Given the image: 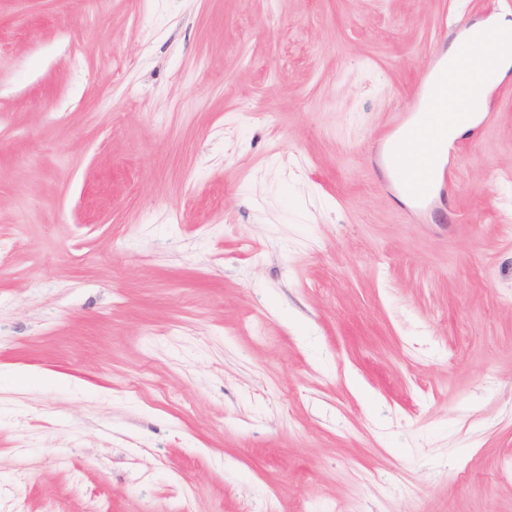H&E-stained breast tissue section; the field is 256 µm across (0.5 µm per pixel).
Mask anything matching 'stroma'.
I'll use <instances>...</instances> for the list:
<instances>
[{
    "label": "stroma",
    "instance_id": "obj_1",
    "mask_svg": "<svg viewBox=\"0 0 512 512\" xmlns=\"http://www.w3.org/2000/svg\"><path fill=\"white\" fill-rule=\"evenodd\" d=\"M503 12L0 0V512H512V73L371 154ZM483 33L494 34L499 39L512 40V19L510 20L506 14H495L471 25L461 37L460 44L463 48L448 49L447 57L445 56L448 65L442 55L439 59L431 61L428 72L421 78L422 86L415 96L413 112H402L396 124L380 135L381 150L378 162L381 166L400 173L397 189L404 193L412 204H424L433 196L440 194L451 172L448 164H444L448 154V138L450 145L472 127L488 91L500 83L512 67L511 57L501 58L487 68L477 70L466 95L448 93V88L455 93H462L466 89V67L461 66L449 81L447 74L441 76V72H447L448 67L453 66L462 57L480 64L485 52V42L481 39ZM446 98L445 112H440ZM424 105L433 112H419ZM466 112L473 114L467 122H461L459 117L461 113ZM448 122L451 128L449 134ZM407 138L415 140L407 145L406 151H427L429 146L422 140H428L429 152L419 158L404 155L397 146Z\"/></svg>",
    "mask_w": 512,
    "mask_h": 512
}]
</instances>
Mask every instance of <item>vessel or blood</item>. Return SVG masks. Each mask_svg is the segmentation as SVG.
Here are the masks:
<instances>
[{
  "mask_svg": "<svg viewBox=\"0 0 512 512\" xmlns=\"http://www.w3.org/2000/svg\"><path fill=\"white\" fill-rule=\"evenodd\" d=\"M446 68L444 59L431 61L428 79L416 95L412 111L402 113L396 124L380 136L379 164L399 172L398 191L416 205L440 194L451 172L444 162L448 153V115L442 107L449 92L465 90L467 72L461 68L448 78L444 75ZM408 138L428 141V153L418 158L401 153L398 145Z\"/></svg>",
  "mask_w": 512,
  "mask_h": 512,
  "instance_id": "vessel-or-blood-1",
  "label": "vessel or blood"
}]
</instances>
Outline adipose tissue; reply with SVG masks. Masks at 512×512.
I'll list each match as a JSON object with an SVG mask.
<instances>
[{
  "label": "adipose tissue",
  "instance_id": "1",
  "mask_svg": "<svg viewBox=\"0 0 512 512\" xmlns=\"http://www.w3.org/2000/svg\"><path fill=\"white\" fill-rule=\"evenodd\" d=\"M491 33L500 39L512 40V18L505 14H495L471 25L461 37V45L449 49L448 63H456L461 58L477 62L479 68L473 76L466 95H449L445 110L449 116V139H456L467 131V123L461 122L460 116L466 112H479L488 91L500 83L508 71L512 70V58H502L490 65H483L485 43L483 34Z\"/></svg>",
  "mask_w": 512,
  "mask_h": 512
}]
</instances>
